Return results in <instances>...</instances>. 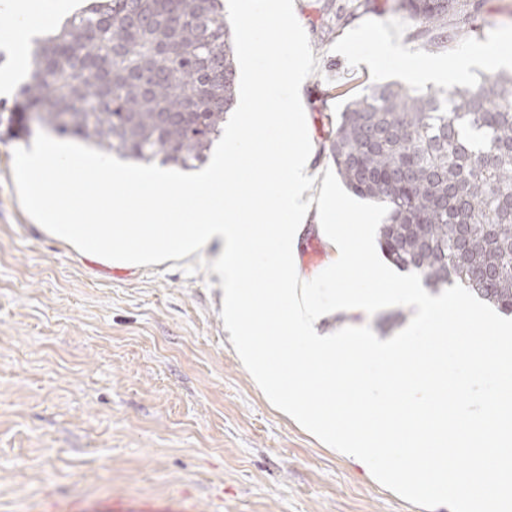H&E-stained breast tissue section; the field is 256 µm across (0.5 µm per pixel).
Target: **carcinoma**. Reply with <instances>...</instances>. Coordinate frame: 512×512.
<instances>
[{"label": "carcinoma", "mask_w": 512, "mask_h": 512, "mask_svg": "<svg viewBox=\"0 0 512 512\" xmlns=\"http://www.w3.org/2000/svg\"><path fill=\"white\" fill-rule=\"evenodd\" d=\"M392 2L435 40L470 0ZM27 69L19 94L38 126L145 163L202 159L236 103L222 0H95L30 40ZM326 141L342 183L387 206L378 243L393 265L512 313V73L375 83Z\"/></svg>", "instance_id": "cac0c4a2"}]
</instances>
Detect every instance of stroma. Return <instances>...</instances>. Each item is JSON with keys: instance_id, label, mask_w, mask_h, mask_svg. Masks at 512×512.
I'll return each mask as SVG.
<instances>
[{"instance_id": "1", "label": "stroma", "mask_w": 512, "mask_h": 512, "mask_svg": "<svg viewBox=\"0 0 512 512\" xmlns=\"http://www.w3.org/2000/svg\"><path fill=\"white\" fill-rule=\"evenodd\" d=\"M471 2L470 19L449 14L446 38L427 47L391 0H294L318 62L302 90L316 173L333 166L325 134L346 103L339 88L405 79L382 37L443 67L512 41V0ZM14 19L0 0V104L12 109L25 79ZM359 30V53L339 52ZM24 124L0 140V512H425L261 396L206 271L110 267L44 234L13 184V151L34 141ZM399 312L415 310L327 325L391 336Z\"/></svg>"}]
</instances>
